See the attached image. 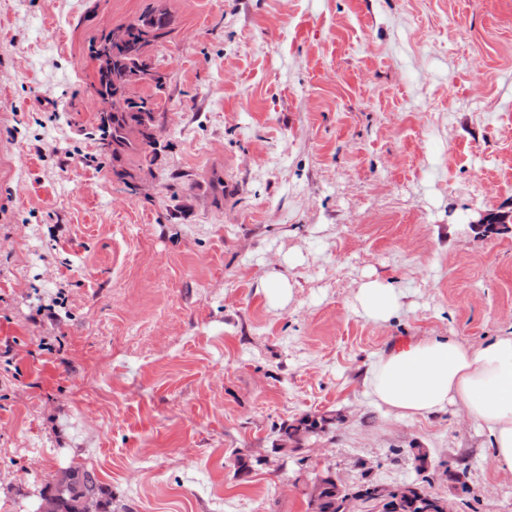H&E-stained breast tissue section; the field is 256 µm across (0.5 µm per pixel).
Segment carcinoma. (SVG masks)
<instances>
[{
	"mask_svg": "<svg viewBox=\"0 0 512 512\" xmlns=\"http://www.w3.org/2000/svg\"><path fill=\"white\" fill-rule=\"evenodd\" d=\"M128 39L122 46L112 47V60H103L101 53L106 50L107 35H102L93 45V58L97 62V79L95 91L101 101H106L117 90L130 91L139 86L143 92L135 94L132 110L123 113L109 112L102 117L103 134L112 147V172L120 179L133 178L130 169L120 165L124 159L142 155L153 142L146 135L139 137L131 134L134 127L153 125L156 102L154 94L162 89L160 80L145 73L147 51L162 42L173 32L172 16L163 0H153L141 15L126 24ZM333 423V419L305 418L298 424L280 427L283 436L281 449L298 452L302 443L312 433H317ZM380 483L364 479L340 490L336 485V474L330 471L321 473L318 481L305 486L308 507L312 512H340L342 503L348 494H365L362 503L382 504L380 512H424L418 503L419 496L404 495L395 499V495L385 494L387 500L380 501L373 496ZM100 492L96 475L89 470L70 469L63 474L62 480L55 487V495L60 505V512H77L78 502L87 496H97Z\"/></svg>",
	"mask_w": 512,
	"mask_h": 512,
	"instance_id": "obj_1",
	"label": "carcinoma"
}]
</instances>
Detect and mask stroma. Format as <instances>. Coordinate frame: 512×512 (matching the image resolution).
I'll list each match as a JSON object with an SVG mask.
<instances>
[{
  "label": "stroma",
  "mask_w": 512,
  "mask_h": 512,
  "mask_svg": "<svg viewBox=\"0 0 512 512\" xmlns=\"http://www.w3.org/2000/svg\"><path fill=\"white\" fill-rule=\"evenodd\" d=\"M149 2L0 0V512L77 467L106 512H309L327 468L512 512L473 420L398 421L362 383L410 338L512 333V0H167L158 138L126 182L91 51ZM369 280L399 316L356 313ZM333 418L321 416L320 418L310 419L309 417L299 421L298 424L283 425L280 427L281 434L283 436L281 445L282 450L288 449L291 452H299L302 450V443L309 434L318 433L323 431L326 426L333 423ZM288 444H291V448H288Z\"/></svg>",
  "instance_id": "stroma-1"
}]
</instances>
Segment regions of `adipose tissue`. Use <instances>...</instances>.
<instances>
[{"mask_svg":"<svg viewBox=\"0 0 512 512\" xmlns=\"http://www.w3.org/2000/svg\"><path fill=\"white\" fill-rule=\"evenodd\" d=\"M362 315L375 323L402 307L394 288L374 280L357 295ZM367 395L394 419L441 414L456 407L491 438L494 462L512 471V335L478 345L420 337L380 355L363 380Z\"/></svg>","mask_w":512,"mask_h":512,"instance_id":"obj_1","label":"adipose tissue"}]
</instances>
